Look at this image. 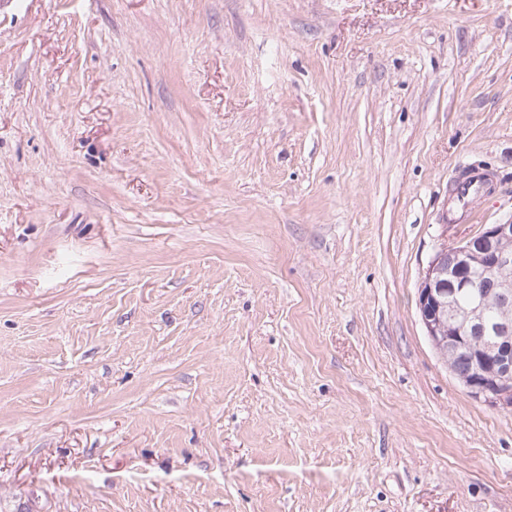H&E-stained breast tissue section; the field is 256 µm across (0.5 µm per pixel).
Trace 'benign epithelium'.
Segmentation results:
<instances>
[{"label": "benign epithelium", "instance_id": "benign-epithelium-1", "mask_svg": "<svg viewBox=\"0 0 512 512\" xmlns=\"http://www.w3.org/2000/svg\"><path fill=\"white\" fill-rule=\"evenodd\" d=\"M443 254L431 261L418 291V310L429 339L438 336L439 323L445 312L453 314L457 329L448 335V346L465 347L470 337L484 335L488 299L500 305L512 302V220L507 223L483 224L480 230L455 244L441 246ZM494 280L492 293L474 294L465 309L455 307L457 295L477 287L476 273ZM499 360L485 371L484 354L478 355L479 367L465 383L474 398L488 405L512 410V346H493Z\"/></svg>", "mask_w": 512, "mask_h": 512}]
</instances>
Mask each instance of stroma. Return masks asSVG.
<instances>
[{
	"instance_id": "35a3bbf8",
	"label": "stroma",
	"mask_w": 512,
	"mask_h": 512,
	"mask_svg": "<svg viewBox=\"0 0 512 512\" xmlns=\"http://www.w3.org/2000/svg\"><path fill=\"white\" fill-rule=\"evenodd\" d=\"M511 219L512 0H0V512H512L417 307ZM494 172L479 166L464 169L448 182V221L453 222L456 214L472 215L470 205L481 196L490 193L495 186Z\"/></svg>"
}]
</instances>
